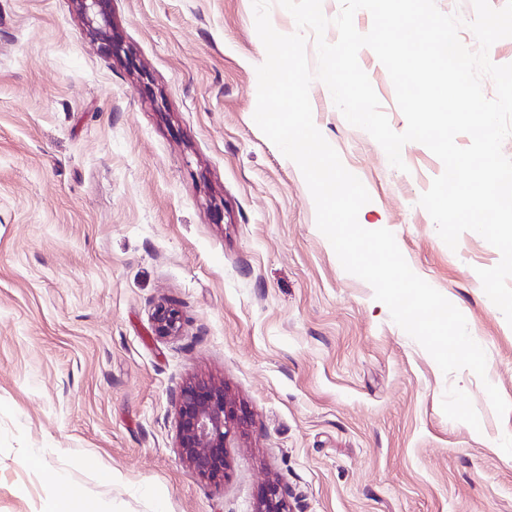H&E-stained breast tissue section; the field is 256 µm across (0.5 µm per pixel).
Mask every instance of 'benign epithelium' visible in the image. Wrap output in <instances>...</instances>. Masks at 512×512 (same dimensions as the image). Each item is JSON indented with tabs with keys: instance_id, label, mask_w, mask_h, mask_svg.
Here are the masks:
<instances>
[{
	"instance_id": "1",
	"label": "benign epithelium",
	"mask_w": 512,
	"mask_h": 512,
	"mask_svg": "<svg viewBox=\"0 0 512 512\" xmlns=\"http://www.w3.org/2000/svg\"><path fill=\"white\" fill-rule=\"evenodd\" d=\"M89 30L106 35L111 26L112 0H74ZM157 335L176 336L181 329L178 311L158 305L153 313ZM178 417V448L190 469L200 478L224 480L227 462L225 448L234 429L246 422V414L224 393V387L207 382H190L174 396ZM255 512H292L287 492L279 483L269 482L262 490Z\"/></svg>"
}]
</instances>
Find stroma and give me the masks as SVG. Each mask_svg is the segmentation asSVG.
I'll use <instances>...</instances> for the list:
<instances>
[{
	"label": "stroma",
	"mask_w": 512,
	"mask_h": 512,
	"mask_svg": "<svg viewBox=\"0 0 512 512\" xmlns=\"http://www.w3.org/2000/svg\"><path fill=\"white\" fill-rule=\"evenodd\" d=\"M112 41L73 0H0V512H254L272 480L293 512H512V412L483 387L512 403V325L477 275L501 255L439 237L419 199L442 162L410 142L392 167L313 80L360 223L462 312L482 379L444 375L318 230L253 120L252 0H112ZM358 62L403 132L386 68ZM162 303L179 335L155 334ZM191 381L248 414L221 482L178 448Z\"/></svg>",
	"instance_id": "stroma-1"
}]
</instances>
